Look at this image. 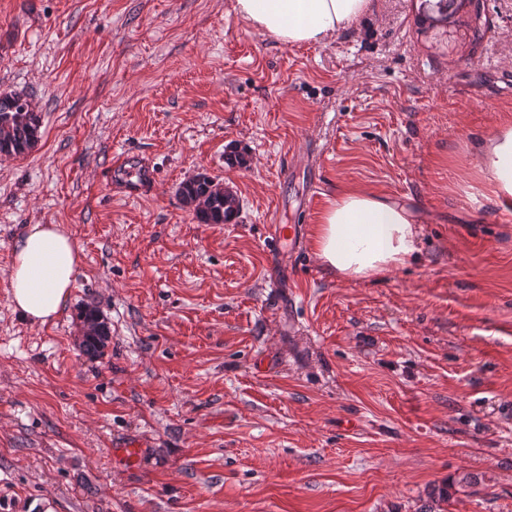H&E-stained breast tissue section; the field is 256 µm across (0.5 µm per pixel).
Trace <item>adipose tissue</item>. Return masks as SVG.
I'll use <instances>...</instances> for the list:
<instances>
[{"mask_svg": "<svg viewBox=\"0 0 512 512\" xmlns=\"http://www.w3.org/2000/svg\"><path fill=\"white\" fill-rule=\"evenodd\" d=\"M236 14L278 41L302 46L331 41L367 13L370 0H232ZM476 167L499 203L512 204V124L481 141ZM321 266L345 280L381 277L420 249V227L403 203L367 188L343 191L321 211L311 242ZM80 255L57 224L28 225L9 268L12 301L28 321L44 325L70 298Z\"/></svg>", "mask_w": 512, "mask_h": 512, "instance_id": "1", "label": "adipose tissue"}]
</instances>
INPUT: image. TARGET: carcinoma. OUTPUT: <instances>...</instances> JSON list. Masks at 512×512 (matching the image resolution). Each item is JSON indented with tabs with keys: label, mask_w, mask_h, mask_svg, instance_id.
Returning <instances> with one entry per match:
<instances>
[{
	"label": "carcinoma",
	"mask_w": 512,
	"mask_h": 512,
	"mask_svg": "<svg viewBox=\"0 0 512 512\" xmlns=\"http://www.w3.org/2000/svg\"><path fill=\"white\" fill-rule=\"evenodd\" d=\"M41 116L28 98L22 95L0 96V154L21 156L38 142ZM211 179L204 174L183 182L178 193L182 200L206 224H222L237 211L236 198L210 187ZM83 336L80 348L89 356L104 353L109 341V329L94 308L82 313ZM451 485L435 487L429 495L430 504L420 512H447L444 505L450 499Z\"/></svg>",
	"instance_id": "carcinoma-1"
}]
</instances>
